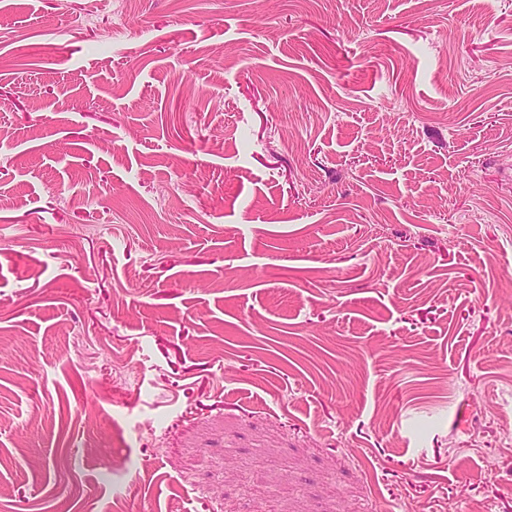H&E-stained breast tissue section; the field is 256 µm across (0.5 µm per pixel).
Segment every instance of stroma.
I'll return each instance as SVG.
<instances>
[{"label": "stroma", "instance_id": "1", "mask_svg": "<svg viewBox=\"0 0 512 512\" xmlns=\"http://www.w3.org/2000/svg\"><path fill=\"white\" fill-rule=\"evenodd\" d=\"M0 196V512H512V0H0Z\"/></svg>", "mask_w": 512, "mask_h": 512}]
</instances>
